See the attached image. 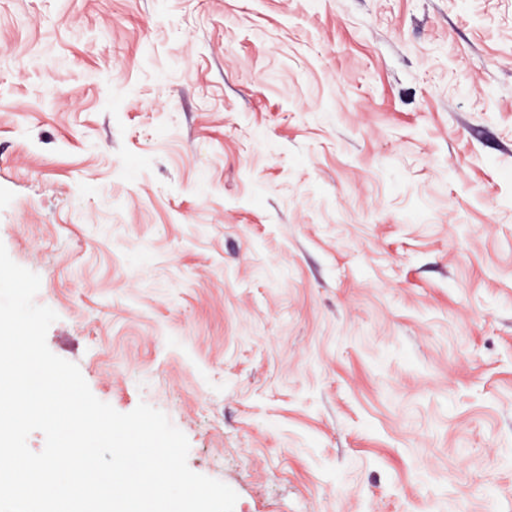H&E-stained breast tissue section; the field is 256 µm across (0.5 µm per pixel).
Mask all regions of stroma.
Listing matches in <instances>:
<instances>
[{
	"label": "stroma",
	"mask_w": 512,
	"mask_h": 512,
	"mask_svg": "<svg viewBox=\"0 0 512 512\" xmlns=\"http://www.w3.org/2000/svg\"><path fill=\"white\" fill-rule=\"evenodd\" d=\"M0 243L234 512H512V0H0Z\"/></svg>",
	"instance_id": "35a3bbf8"
}]
</instances>
